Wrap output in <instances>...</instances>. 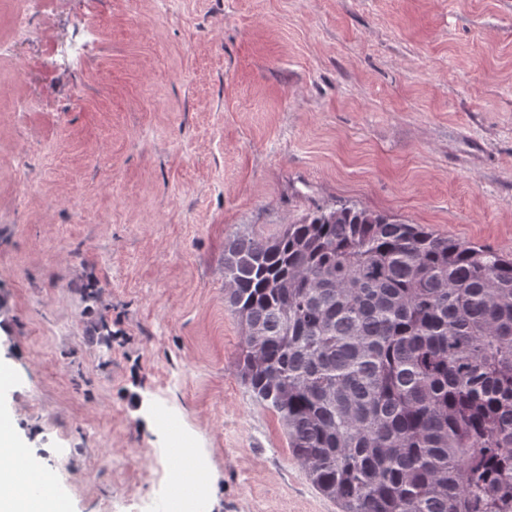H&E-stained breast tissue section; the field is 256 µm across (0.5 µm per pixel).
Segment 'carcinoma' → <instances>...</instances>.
Returning a JSON list of instances; mask_svg holds the SVG:
<instances>
[{
  "label": "carcinoma",
  "instance_id": "cac0c4a2",
  "mask_svg": "<svg viewBox=\"0 0 512 512\" xmlns=\"http://www.w3.org/2000/svg\"><path fill=\"white\" fill-rule=\"evenodd\" d=\"M241 377L341 512H512V258L356 206L224 249Z\"/></svg>",
  "mask_w": 512,
  "mask_h": 512
}]
</instances>
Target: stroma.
<instances>
[{
    "label": "stroma",
    "instance_id": "35a3bbf8",
    "mask_svg": "<svg viewBox=\"0 0 512 512\" xmlns=\"http://www.w3.org/2000/svg\"><path fill=\"white\" fill-rule=\"evenodd\" d=\"M19 8L0 0V459L51 476L40 512H158L189 450L203 512H340L239 373L224 248L347 204L512 254V0Z\"/></svg>",
    "mask_w": 512,
    "mask_h": 512
}]
</instances>
